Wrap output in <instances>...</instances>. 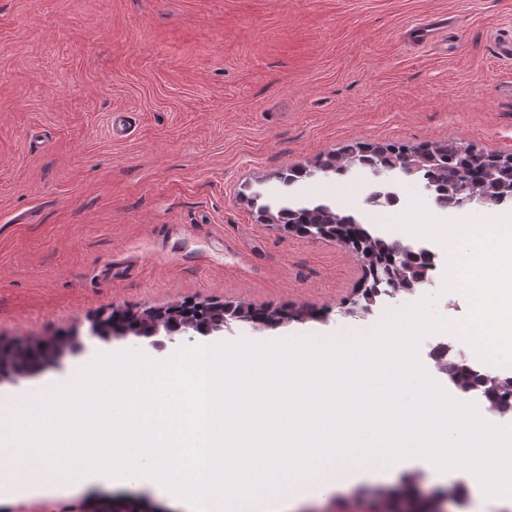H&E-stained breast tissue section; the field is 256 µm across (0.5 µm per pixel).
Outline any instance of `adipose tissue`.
<instances>
[{"mask_svg": "<svg viewBox=\"0 0 512 512\" xmlns=\"http://www.w3.org/2000/svg\"><path fill=\"white\" fill-rule=\"evenodd\" d=\"M452 252L448 286L471 300L469 318L456 324L452 335L463 337L472 353L487 366L512 361V217L496 215L479 224H435Z\"/></svg>", "mask_w": 512, "mask_h": 512, "instance_id": "adipose-tissue-1", "label": "adipose tissue"}]
</instances>
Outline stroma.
Masks as SVG:
<instances>
[{
	"instance_id": "obj_1",
	"label": "stroma",
	"mask_w": 512,
	"mask_h": 512,
	"mask_svg": "<svg viewBox=\"0 0 512 512\" xmlns=\"http://www.w3.org/2000/svg\"><path fill=\"white\" fill-rule=\"evenodd\" d=\"M438 19L424 45L403 39ZM512 0H0V339L78 331L63 368L0 382V400L69 379L133 337H90L118 304L183 299L288 305L312 319L234 324L214 342L268 344L368 334L428 301L446 325L470 300L447 280L381 297L366 317L342 305L363 269L336 241L288 234L259 208L284 200L362 215V185H401L375 225L478 223L487 207L438 210L420 176L284 181L288 168L356 143L457 142L512 153ZM125 113L131 132L114 138ZM111 280H104V267ZM99 486L0 499V512H97Z\"/></svg>"
}]
</instances>
